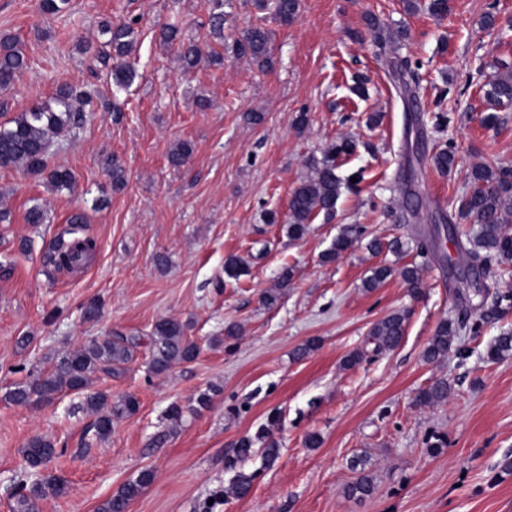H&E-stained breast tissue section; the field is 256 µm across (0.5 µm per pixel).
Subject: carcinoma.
<instances>
[{
  "mask_svg": "<svg viewBox=\"0 0 512 512\" xmlns=\"http://www.w3.org/2000/svg\"><path fill=\"white\" fill-rule=\"evenodd\" d=\"M270 7L275 17L283 24L292 23L299 14L300 0H270L260 7ZM137 21L118 26L106 25L102 33L108 36L106 47L109 51L101 56L103 63L114 60L111 67L113 84L118 89H128L134 80V73L119 59L130 54L137 42ZM183 66L192 68L206 61L211 65L224 64V56L212 51H203L193 40L179 44ZM238 57L246 58L261 67L274 64L269 48L268 33L254 27L244 32L236 42ZM27 61L17 47V41L10 36L0 37V87H7L26 68ZM484 98L492 106L512 105V65L503 64L497 72L482 85ZM83 96V91L74 86L61 87L51 100L33 106L0 125V169L20 168L26 173L43 177L56 189L70 188L75 177L66 168H48L49 151L56 139L69 134L85 120V113L77 110L73 102ZM355 144L349 139L335 141L329 145L320 159L309 160L310 173L290 192L287 234L291 239L301 238L308 224L319 215L331 216L336 211L337 201L344 186L343 179L336 173V158L354 151ZM192 145L187 141L177 143L168 154L173 167L184 165L191 157ZM435 167L441 171L452 168L456 163V150L451 144L439 145L432 156ZM470 191L458 201L457 215L470 221L471 227L462 229L457 224L445 223L442 229L449 233L456 246L459 258L467 261L476 288L472 297L480 299L475 306L478 320L442 319L436 325L423 350V357L429 361H442L448 354H464L462 337L478 335L481 325L499 321L512 308V167L502 164L480 163L469 172ZM69 227L56 236L44 255V266L49 272L74 269L82 266L97 248L96 240L84 234V217L74 214L68 219ZM365 233L359 224L344 226L336 236L332 247L322 255V260H336ZM248 272L246 263L230 257L224 264V273L237 280ZM393 273L388 266L371 269L364 281V288L373 290ZM399 275L413 293L420 292L422 281L419 266L405 265ZM493 278L495 287L486 279ZM292 278L286 268L280 275L278 289L264 294L263 302L268 306L276 304L280 290L288 287ZM506 284L501 288L500 284ZM408 315L406 311H395L378 320L369 331L374 344L373 352L384 354L396 349L403 338ZM151 357L150 371L163 374L174 364L188 362L195 358L197 345L186 336L183 324L175 320L157 322L149 336ZM141 337L115 334L94 339L57 358L49 372L31 373L23 382L9 388L3 399L16 405H39L52 402L62 392L84 395V406L95 415L93 429L95 436L106 439L112 433L116 419L129 417L138 410V401L128 395L114 402L102 391H93V379L99 371L114 375L124 370ZM512 356V329H502L487 346L486 360L499 361ZM451 385L446 378H438L422 389L416 401L421 405L442 404L448 400ZM56 446L50 439L36 436L24 448L26 463L35 467L51 458ZM151 473L143 472L138 478L122 484L98 508V512H127L132 501L139 497L150 482ZM67 485L58 476H49L34 488L21 486L16 500V512H37V500L48 494L59 496L66 492Z\"/></svg>",
  "mask_w": 512,
  "mask_h": 512,
  "instance_id": "obj_1",
  "label": "carcinoma"
}]
</instances>
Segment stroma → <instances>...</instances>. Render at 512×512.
Here are the masks:
<instances>
[{
    "instance_id": "35a3bbf8",
    "label": "stroma",
    "mask_w": 512,
    "mask_h": 512,
    "mask_svg": "<svg viewBox=\"0 0 512 512\" xmlns=\"http://www.w3.org/2000/svg\"><path fill=\"white\" fill-rule=\"evenodd\" d=\"M40 4L0 0V35L15 37L28 62L0 88V123L65 84L91 90L92 113L48 159L75 175L74 189L0 170V205L9 213L0 222V512H15L23 450L35 436L56 444L47 468L69 486L40 500L39 512H98L146 469L154 480L128 512H512V474L500 468L512 457V358L482 359L500 327H512V311L468 339L466 362H429L423 349L436 324L458 312L446 270L430 262L416 297L397 273L374 290L363 286L372 267L406 265L389 242L429 234L435 212L469 192L472 164L512 165V106L484 125L481 89L498 61L512 64V0H449L441 19L429 0H417L414 12L405 0H301L289 25L255 0H224L218 35L210 0H69L54 15ZM491 10L496 27L481 28ZM371 17L380 32L368 31ZM131 20L140 31L129 57L138 76L124 91L98 55L103 25ZM169 24L182 39L223 53V65L184 69L176 46L157 38ZM251 26L269 32L273 69L235 56V41ZM399 28L407 36L392 42ZM398 57L417 64L412 107L388 67ZM359 80L367 96L354 92ZM201 95L207 108L196 105ZM440 104L452 117L447 130L417 133V118ZM302 111L309 122L301 131ZM250 112L261 121L248 122ZM375 113L381 119L373 125ZM341 138L356 149L336 161L347 183L335 215L290 239V191L308 159ZM179 141L193 153L175 168L167 154ZM449 141L458 163L442 173L430 158ZM114 158L125 168L119 190L109 174ZM359 170L363 181L351 183ZM35 206L44 223L26 222ZM271 211L277 223H268ZM77 212L98 250L82 270L47 275L43 256ZM346 224L364 225L381 252L359 244L323 262ZM159 253L166 269L154 263ZM232 256L249 268L236 280L224 273ZM286 267L290 285L266 306L264 292ZM94 300L102 312L90 321L84 309ZM403 309L409 318L396 350L343 367L346 354L367 347L377 320ZM163 319L186 324L199 354L155 376L145 342L122 373L98 374L95 389L115 400L134 395L139 405L107 439L95 437L80 394L39 407L4 401L30 372L50 371L58 354L116 332L146 338ZM231 324L241 333L228 339ZM311 339L317 348L298 356ZM441 377L451 385L447 402L418 404V392ZM203 393L211 397L205 406L197 403ZM174 405L183 410L177 422L168 417ZM260 431L277 444L275 461L258 451L239 456L241 439ZM311 433L319 447H306ZM434 435L448 440L437 455L427 451ZM356 458L363 470L351 468ZM241 473L251 478L249 492L227 495ZM362 473L372 494L349 496Z\"/></svg>"
}]
</instances>
